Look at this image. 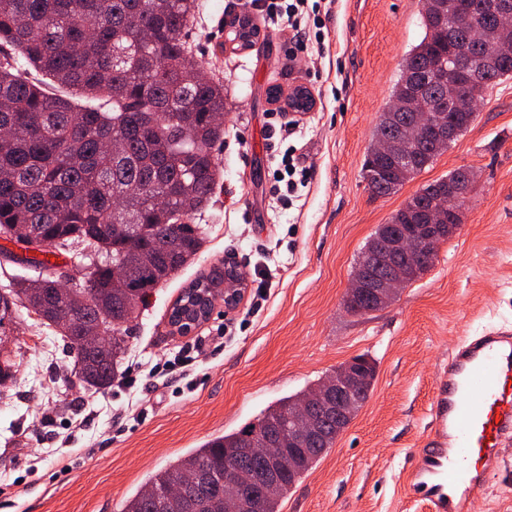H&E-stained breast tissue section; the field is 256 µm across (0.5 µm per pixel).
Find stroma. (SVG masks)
<instances>
[{
  "instance_id": "obj_1",
  "label": "stroma",
  "mask_w": 512,
  "mask_h": 512,
  "mask_svg": "<svg viewBox=\"0 0 512 512\" xmlns=\"http://www.w3.org/2000/svg\"><path fill=\"white\" fill-rule=\"evenodd\" d=\"M241 0H199L189 41L208 77L223 81L224 142L213 203L195 261L155 288L128 323L112 387L86 390L54 329L18 310L6 339L15 377L0 385V512H121L150 478L206 441L252 421L346 361L376 363L374 390L336 445L282 500L280 512H428L403 475L426 436L438 371L460 336L512 324V79L489 89L468 129L394 194L372 195L362 164L401 64L423 36L420 0H335L324 47L296 50L261 16L249 49L233 48ZM306 89L307 111L270 98ZM297 122L287 145L312 178L291 204L270 190L285 145L269 112ZM469 168L464 222L432 267L387 307L343 308L357 259L377 228L423 186ZM230 260L256 288L272 270L258 314L251 298L216 304L198 328L232 334L206 348L183 380L150 376L185 339L169 314L183 289ZM471 512H512V443Z\"/></svg>"
}]
</instances>
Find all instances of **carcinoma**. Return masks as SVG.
Instances as JSON below:
<instances>
[{"instance_id":"carcinoma-1","label":"carcinoma","mask_w":512,"mask_h":512,"mask_svg":"<svg viewBox=\"0 0 512 512\" xmlns=\"http://www.w3.org/2000/svg\"><path fill=\"white\" fill-rule=\"evenodd\" d=\"M424 35L406 55L390 107L376 125L375 140L363 162L372 194H393L448 145L430 140L418 146L399 137V122L422 103V119L433 127L448 120L442 106L455 98L477 107L496 84L512 79V30L481 10L483 0H421ZM197 0H0V237L41 241L42 252H74L86 260L83 280L71 295H84L73 320L61 317L50 296L56 281L43 274L0 292V326L14 319L17 306L61 335L73 355L80 381L96 391L109 388L127 351L122 334L150 292L192 262L204 242V228L192 216L212 202L221 172L214 160L224 142V83L201 75L202 62L188 41ZM466 21L454 36L467 40L479 28V51L497 56L496 67L473 79L466 70H448L451 45L445 15ZM90 104L77 107L65 90ZM118 142V155L103 142ZM459 168L412 195L391 224H428L438 213L454 217L437 200L448 184L465 178ZM367 241L358 265L383 279L389 272L373 257ZM98 325L110 336L101 356L81 340ZM320 383L269 405L253 422L208 440L157 473L150 486L183 488L185 500L167 512H235L231 497H246L253 512H280L291 488L332 448L344 426L331 419L305 450L280 444L291 466L276 473L269 489L268 462L246 451L250 439L288 431L292 406ZM240 482L224 487V461ZM122 512H156L152 498L139 492Z\"/></svg>"}]
</instances>
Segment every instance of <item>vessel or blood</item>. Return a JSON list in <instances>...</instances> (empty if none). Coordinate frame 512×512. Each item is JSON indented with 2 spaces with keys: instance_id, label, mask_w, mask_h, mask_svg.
Wrapping results in <instances>:
<instances>
[{
  "instance_id": "obj_1",
  "label": "vessel or blood",
  "mask_w": 512,
  "mask_h": 512,
  "mask_svg": "<svg viewBox=\"0 0 512 512\" xmlns=\"http://www.w3.org/2000/svg\"><path fill=\"white\" fill-rule=\"evenodd\" d=\"M429 430L406 485L430 512H466L498 469V448L512 441L511 328L460 339L435 384Z\"/></svg>"
}]
</instances>
